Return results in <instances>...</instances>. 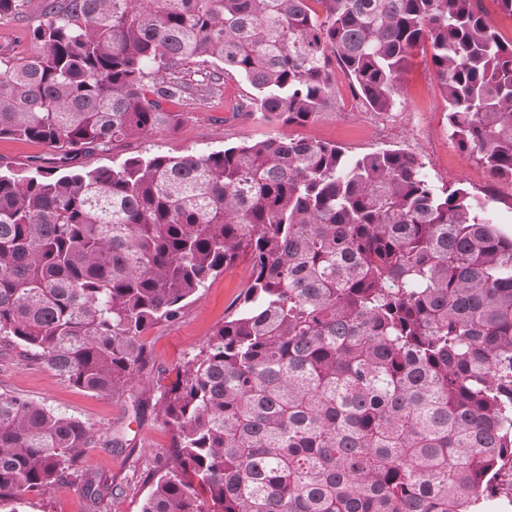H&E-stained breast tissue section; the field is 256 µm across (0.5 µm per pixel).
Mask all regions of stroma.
Returning a JSON list of instances; mask_svg holds the SVG:
<instances>
[{
  "label": "stroma",
  "mask_w": 512,
  "mask_h": 512,
  "mask_svg": "<svg viewBox=\"0 0 512 512\" xmlns=\"http://www.w3.org/2000/svg\"><path fill=\"white\" fill-rule=\"evenodd\" d=\"M48 2L25 0L19 13L0 17L1 53L14 57L32 53L29 32L43 20ZM246 91L244 82L229 79L214 93L196 92L176 100L170 105L171 111L184 115L177 129L124 142L109 153L90 157L89 162L100 166L138 154L208 153L283 132L336 143L352 157L398 145L419 158L434 187L463 184L488 199L500 228L512 229V184L493 179L476 159L454 147L437 80L423 58L415 59L401 85L399 105L385 115L356 100L341 74L336 77V96L349 100V107H337L303 127L286 129L257 112L236 113V104ZM0 165L57 170L62 162L57 152L42 143L0 138ZM248 279L247 262H238L216 277L175 320L150 329L145 342L151 351V364L142 379L131 382L117 395L76 388L47 366L26 365L18 350H0V392L19 393L46 403L84 421L95 432L98 443L86 449L79 469L83 476L110 478L122 486L121 491L105 496L100 512H140L148 491L147 474L160 467L172 450L173 429L157 413L160 394L174 381L181 363L236 310ZM113 437L120 439V447H103V440ZM89 509L81 479H77L45 493L28 495L25 512Z\"/></svg>",
  "instance_id": "1"
}]
</instances>
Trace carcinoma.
Returning a JSON list of instances; mask_svg holds the SVG:
<instances>
[{
  "label": "carcinoma",
  "mask_w": 512,
  "mask_h": 512,
  "mask_svg": "<svg viewBox=\"0 0 512 512\" xmlns=\"http://www.w3.org/2000/svg\"><path fill=\"white\" fill-rule=\"evenodd\" d=\"M0 55V137L65 161L176 129L238 77V111L304 126L341 70L391 112L421 53L452 143L512 178V39L484 0H66ZM234 315L161 393L173 457L140 512H480L512 460V235L417 156L278 134L109 166L0 170V344L112 396L142 337L224 269ZM95 434L0 393V512L66 483ZM97 512L112 484L83 480ZM202 489L208 498L199 496Z\"/></svg>",
  "instance_id": "1"
}]
</instances>
